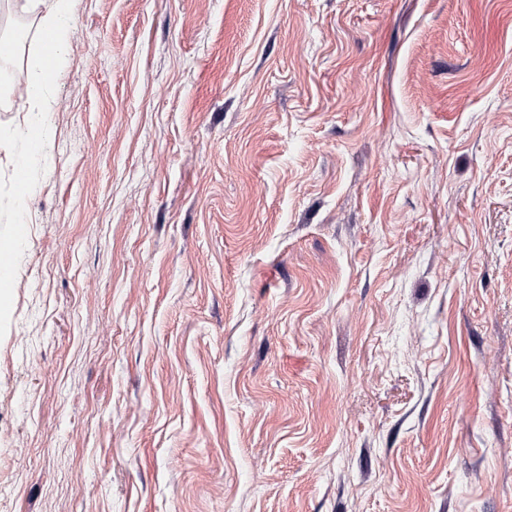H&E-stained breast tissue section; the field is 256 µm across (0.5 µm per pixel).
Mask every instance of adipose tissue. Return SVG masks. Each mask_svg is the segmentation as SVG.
Returning a JSON list of instances; mask_svg holds the SVG:
<instances>
[{"mask_svg": "<svg viewBox=\"0 0 512 512\" xmlns=\"http://www.w3.org/2000/svg\"><path fill=\"white\" fill-rule=\"evenodd\" d=\"M17 7L20 12L38 21V38L34 52L36 70L24 90L26 101L36 109L37 115L23 133L24 138L31 141L30 150L17 155L14 161L16 170L28 174L38 165L41 148L39 141L33 140L32 133L42 130L51 107L46 83L58 70L65 51L70 33L67 20L73 9V0H18Z\"/></svg>", "mask_w": 512, "mask_h": 512, "instance_id": "obj_1", "label": "adipose tissue"}]
</instances>
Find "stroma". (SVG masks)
<instances>
[{"label":"stroma","instance_id":"1","mask_svg":"<svg viewBox=\"0 0 512 512\" xmlns=\"http://www.w3.org/2000/svg\"><path fill=\"white\" fill-rule=\"evenodd\" d=\"M0 302V512H512V0H74ZM0 108V238L31 120Z\"/></svg>","mask_w":512,"mask_h":512}]
</instances>
